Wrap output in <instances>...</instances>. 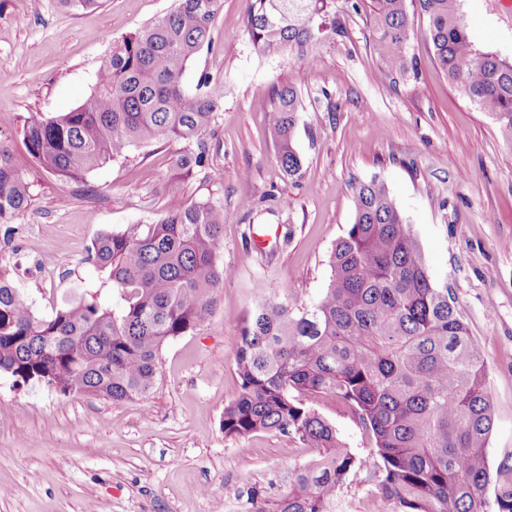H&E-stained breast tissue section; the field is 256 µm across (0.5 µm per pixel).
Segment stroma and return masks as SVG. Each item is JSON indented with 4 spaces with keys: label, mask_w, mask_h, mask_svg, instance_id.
<instances>
[{
    "label": "stroma",
    "mask_w": 512,
    "mask_h": 512,
    "mask_svg": "<svg viewBox=\"0 0 512 512\" xmlns=\"http://www.w3.org/2000/svg\"><path fill=\"white\" fill-rule=\"evenodd\" d=\"M213 47L184 75L224 84V107L207 133L211 168L184 188L234 214L224 225L225 279L212 316L167 343L147 399L114 403L66 396L0 372V512H247V492L269 500L316 456L297 438L262 432L225 436L224 408L240 391L233 344L259 301L293 307L326 288L329 256L353 222V186L384 180L420 245L428 273L448 287L485 352L494 425L491 468L512 457V145L439 69L428 20L407 5L409 72L381 73L371 0H328L342 26L319 54L265 55L246 31L248 0H220ZM175 7V0H104L68 14L56 0H0V132L32 184L29 208L0 234L6 271L38 316L73 293L116 305L106 271L88 259L93 241L157 221L176 145L131 148L126 160L66 185L35 169L21 129L29 114L52 117L89 95L114 41ZM470 40L512 59V0H460ZM297 88L300 177L284 176L268 134L278 86ZM53 269L30 271L31 257ZM313 407L343 446L367 457L372 443L334 395Z\"/></svg>",
    "instance_id": "35a3bbf8"
}]
</instances>
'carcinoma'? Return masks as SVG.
<instances>
[{
  "mask_svg": "<svg viewBox=\"0 0 512 512\" xmlns=\"http://www.w3.org/2000/svg\"><path fill=\"white\" fill-rule=\"evenodd\" d=\"M327 0H251L246 28L267 55L320 50ZM459 0H418L442 72L496 119L512 144V59L476 49ZM66 11L101 0H58ZM219 0H177L175 9L112 44L91 93L54 118L33 113L22 127L28 154L63 182L83 181L130 148L181 144L164 187L166 208L151 224L103 233L89 259L108 272L121 305L73 295L48 319L33 312L0 270V370L64 395L112 402L145 399L156 385L163 345L200 327L232 269L219 259L230 215L210 199L187 202L182 183L210 166L206 133L224 105V84L208 73L195 91L183 75L213 45ZM375 46L384 76L408 72L407 0H372ZM301 107L295 87L275 92L269 129L289 178L301 174L294 146ZM31 203L7 143L0 139V224ZM323 295L297 311L262 300L233 351L239 395L224 407L227 437L279 432L317 457L294 471L269 501L247 492L250 512H335L351 473L372 484L366 512H512V465L494 501L486 498V445L494 405L480 342L469 334L448 287L430 279L423 253L386 183L354 187V221L330 255ZM332 394L374 441L372 457L343 448L310 403Z\"/></svg>",
  "mask_w": 512,
  "mask_h": 512,
  "instance_id": "cac0c4a2",
  "label": "carcinoma"
}]
</instances>
